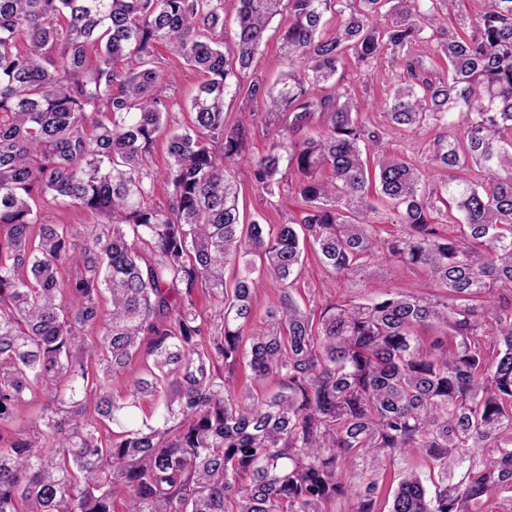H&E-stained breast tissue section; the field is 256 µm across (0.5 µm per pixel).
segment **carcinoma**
<instances>
[{
  "instance_id": "obj_1",
  "label": "carcinoma",
  "mask_w": 512,
  "mask_h": 512,
  "mask_svg": "<svg viewBox=\"0 0 512 512\" xmlns=\"http://www.w3.org/2000/svg\"><path fill=\"white\" fill-rule=\"evenodd\" d=\"M224 2L0 0V512H512V0L434 48L457 0H238L227 52ZM285 11L281 78L248 76ZM161 43L202 75L182 131ZM384 49L403 78L376 108L442 130L437 185L359 121L343 70ZM259 104L281 132L252 181L272 196L288 172L299 221L239 222ZM61 202L91 222L46 223ZM381 204L403 226L388 239ZM309 246L334 276L382 252L444 294L379 286L315 317L293 296ZM266 278L281 293L256 335ZM135 359L129 393L106 389ZM374 227L381 238L398 233L400 227L396 224V215L392 209L380 206L378 212L371 215Z\"/></svg>"
}]
</instances>
